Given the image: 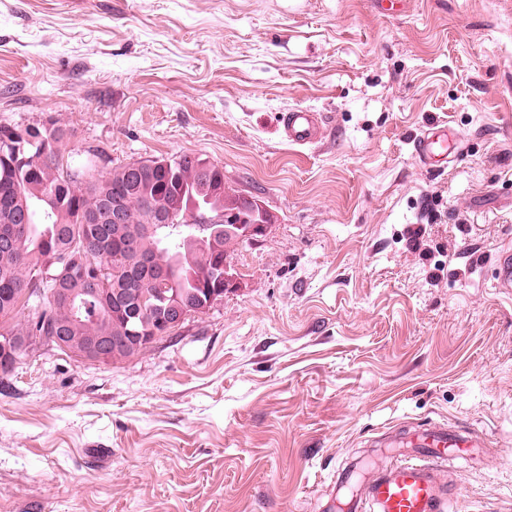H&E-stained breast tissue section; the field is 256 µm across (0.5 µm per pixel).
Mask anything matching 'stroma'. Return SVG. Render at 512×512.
I'll use <instances>...</instances> for the list:
<instances>
[{"label": "stroma", "mask_w": 512, "mask_h": 512, "mask_svg": "<svg viewBox=\"0 0 512 512\" xmlns=\"http://www.w3.org/2000/svg\"><path fill=\"white\" fill-rule=\"evenodd\" d=\"M291 109L325 138L290 145ZM49 121L105 172L206 159L272 222L142 353L16 364L0 512H322L430 420L488 445L450 512H512V0H0V125ZM281 122L288 143L293 145H315L326 134V121L321 112L293 110L282 115ZM448 142V129L446 127H432L424 131L416 139L414 148L419 160L426 165H433L439 161L448 160L445 151Z\"/></svg>", "instance_id": "1"}]
</instances>
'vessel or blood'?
<instances>
[{"label": "vessel or blood", "mask_w": 512, "mask_h": 512, "mask_svg": "<svg viewBox=\"0 0 512 512\" xmlns=\"http://www.w3.org/2000/svg\"><path fill=\"white\" fill-rule=\"evenodd\" d=\"M290 144L311 146L326 134L323 113L293 110L281 118ZM448 130L433 127L414 148L426 165L447 160ZM412 454L371 473L363 490L345 500L344 512H448L451 493L440 473L449 462L470 461L480 447L471 432L437 422L417 425Z\"/></svg>", "instance_id": "obj_1"}]
</instances>
